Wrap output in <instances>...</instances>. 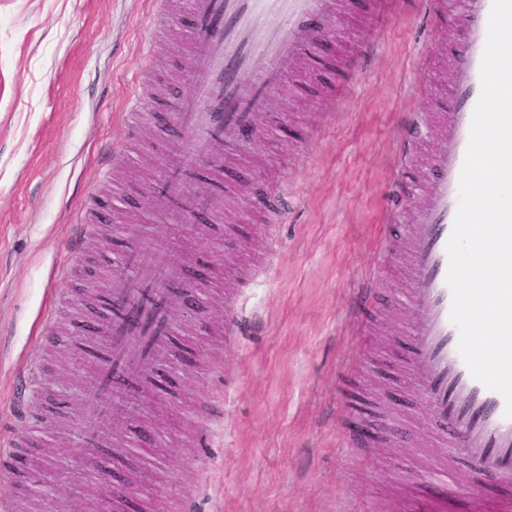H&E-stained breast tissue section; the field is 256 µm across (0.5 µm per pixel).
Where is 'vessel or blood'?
Returning a JSON list of instances; mask_svg holds the SVG:
<instances>
[{
  "instance_id": "vessel-or-blood-1",
  "label": "vessel or blood",
  "mask_w": 512,
  "mask_h": 512,
  "mask_svg": "<svg viewBox=\"0 0 512 512\" xmlns=\"http://www.w3.org/2000/svg\"><path fill=\"white\" fill-rule=\"evenodd\" d=\"M429 11L458 23L452 95L442 112H413L400 132L399 151L413 163L421 129L434 128L437 143L429 173L415 187L423 199L405 228V277L410 312L406 333L413 350L405 364L417 373V393L438 420L443 446L471 458L504 482L512 481V418L501 394L475 380L459 350L450 320L446 283L447 242L460 201L459 180L473 112L481 93L480 68L492 0H425ZM343 8L341 0H190L192 17L185 91L169 103L176 124L154 192L175 203L172 223L186 209L208 206L223 189L224 168L234 166L241 140L264 130L270 91L295 78L303 54L324 37ZM178 274L157 260L152 243L126 248L105 295L108 313L89 359L97 365L90 398L82 408L80 439L104 445L114 407L140 400L147 370L170 357L181 313L166 284ZM476 512H512V496L470 492Z\"/></svg>"
}]
</instances>
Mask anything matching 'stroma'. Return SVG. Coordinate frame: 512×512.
<instances>
[{"instance_id": "35a3bbf8", "label": "stroma", "mask_w": 512, "mask_h": 512, "mask_svg": "<svg viewBox=\"0 0 512 512\" xmlns=\"http://www.w3.org/2000/svg\"><path fill=\"white\" fill-rule=\"evenodd\" d=\"M379 10L378 0H347L296 86L269 97L273 134L242 141L214 220L180 228L192 249L159 245L198 296L181 318L187 331L174 336L176 386L115 418L113 445L89 477L80 463L59 469L82 453L78 407L92 366L73 357L131 242L109 226L143 230L170 208L149 186L164 170L167 96L184 82L191 16L187 0H0V436L47 455L42 470L0 475L9 512H405L415 495L438 498L409 481L440 451L436 420L397 368L404 258L386 245L410 216L391 204L404 173L400 123L447 103L443 50L454 33L423 0H402L380 24ZM161 11L157 43L150 18ZM372 33L374 59L348 70L352 44ZM136 110L152 122L139 130L134 163L112 166ZM260 182L286 184L284 212L255 199ZM97 203L109 214L73 249L77 217ZM373 272L383 284L370 329L348 314ZM231 299L243 319L233 346L224 336ZM46 328L54 345L39 340ZM30 362L29 401L47 413L25 420L15 392ZM353 394L373 402L379 429L396 406L404 442L363 438L347 408ZM118 486L134 497H115Z\"/></svg>"}]
</instances>
